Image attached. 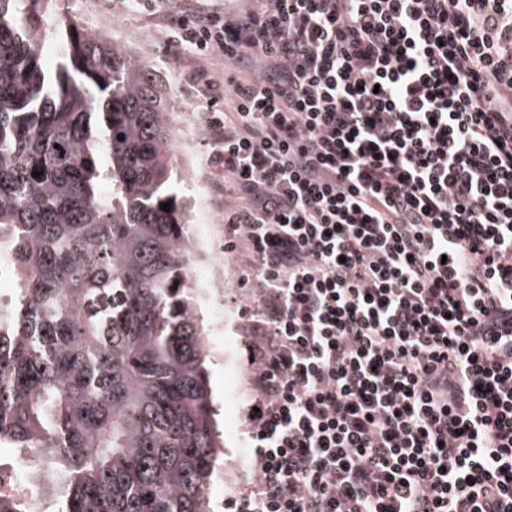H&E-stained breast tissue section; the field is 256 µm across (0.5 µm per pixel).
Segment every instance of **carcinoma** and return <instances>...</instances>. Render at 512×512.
<instances>
[{
	"label": "carcinoma",
	"instance_id": "cac0c4a2",
	"mask_svg": "<svg viewBox=\"0 0 512 512\" xmlns=\"http://www.w3.org/2000/svg\"><path fill=\"white\" fill-rule=\"evenodd\" d=\"M44 3L0 0V253L24 284L0 304V445L40 458L52 512H209L224 438L168 100Z\"/></svg>",
	"mask_w": 512,
	"mask_h": 512
}]
</instances>
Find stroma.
<instances>
[{
    "label": "stroma",
    "mask_w": 512,
    "mask_h": 512,
    "mask_svg": "<svg viewBox=\"0 0 512 512\" xmlns=\"http://www.w3.org/2000/svg\"><path fill=\"white\" fill-rule=\"evenodd\" d=\"M59 5L83 28L108 34L113 42L124 46L137 59L152 65L169 100L172 137H182L188 128L195 132L186 147L189 159L181 164L180 169L191 175L192 193H204L216 224H223L224 193L219 185L223 183L224 176L207 165L210 147L200 128L202 114L211 110L223 111L224 104L208 101L192 81L191 75L199 67L195 56L178 54L166 48V7L152 12L143 11L136 0H60ZM224 268L227 283L224 287L223 319H214L210 303L204 301L200 304L203 315L209 320L207 369L212 398L219 420L224 424V453L211 477V512H225L227 499L241 488L242 475L248 464L243 446L250 396L248 336L235 306L236 300L244 296L239 283L240 258L233 253H225ZM231 371L239 375L238 384L233 389L225 385V377Z\"/></svg>",
    "instance_id": "obj_1"
}]
</instances>
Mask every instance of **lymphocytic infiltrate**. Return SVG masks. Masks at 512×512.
<instances>
[{
    "mask_svg": "<svg viewBox=\"0 0 512 512\" xmlns=\"http://www.w3.org/2000/svg\"><path fill=\"white\" fill-rule=\"evenodd\" d=\"M166 45L254 297L229 512H512V0H180Z\"/></svg>",
    "mask_w": 512,
    "mask_h": 512,
    "instance_id": "obj_1",
    "label": "lymphocytic infiltrate"
}]
</instances>
